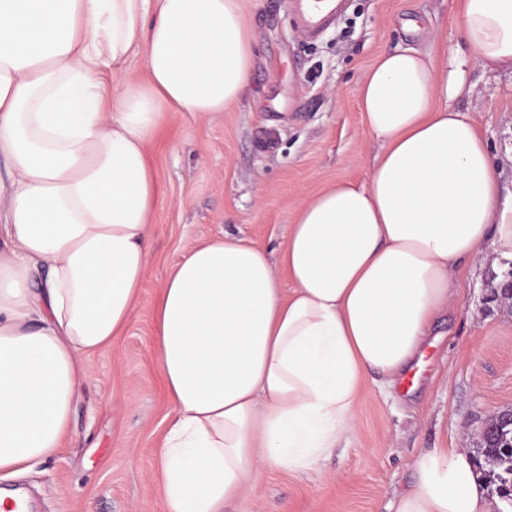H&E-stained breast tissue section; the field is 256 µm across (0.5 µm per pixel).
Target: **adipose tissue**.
<instances>
[{"label":"adipose tissue","instance_id":"obj_1","mask_svg":"<svg viewBox=\"0 0 512 512\" xmlns=\"http://www.w3.org/2000/svg\"><path fill=\"white\" fill-rule=\"evenodd\" d=\"M457 5L470 57L437 41L378 57L357 95L383 150L366 182L301 203L280 265L227 234L165 278L164 512H224L263 470L301 472L340 447L367 378L394 387L458 305L456 270L512 256V200L454 105L467 63L512 68V0ZM254 48L242 0H0V473L58 448L83 356L110 347L140 299L154 131L167 111L240 102ZM135 54L146 79L105 85ZM393 509L492 512L464 448L422 454Z\"/></svg>","mask_w":512,"mask_h":512}]
</instances>
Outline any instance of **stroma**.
Wrapping results in <instances>:
<instances>
[{"mask_svg":"<svg viewBox=\"0 0 512 512\" xmlns=\"http://www.w3.org/2000/svg\"><path fill=\"white\" fill-rule=\"evenodd\" d=\"M256 49L247 98L204 119L167 113L151 140L160 200L141 297L112 347L84 356L88 377L71 423L48 457L0 480L34 512H163L157 478L171 410L154 351L153 303L189 247L231 234L279 260L299 204L336 180L364 182L382 150L366 129L357 87L386 51L427 49L431 37L462 57L456 0H346L314 39L287 0H243ZM458 98L497 157L512 193V72L468 68ZM512 259L456 274L462 304L433 328L413 385L367 383L357 435L304 472L263 471L232 512H389L433 448L476 450L490 416L512 408V302L495 298Z\"/></svg>","mask_w":512,"mask_h":512,"instance_id":"stroma-1","label":"stroma"}]
</instances>
